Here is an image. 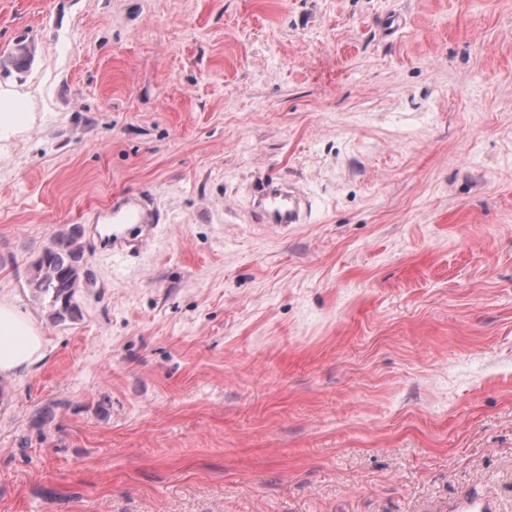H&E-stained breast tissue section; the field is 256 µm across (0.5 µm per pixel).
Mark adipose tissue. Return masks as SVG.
<instances>
[{"mask_svg":"<svg viewBox=\"0 0 512 512\" xmlns=\"http://www.w3.org/2000/svg\"><path fill=\"white\" fill-rule=\"evenodd\" d=\"M43 357V336L37 322L13 304L0 301V374H18Z\"/></svg>","mask_w":512,"mask_h":512,"instance_id":"ef3b65f1","label":"adipose tissue"}]
</instances>
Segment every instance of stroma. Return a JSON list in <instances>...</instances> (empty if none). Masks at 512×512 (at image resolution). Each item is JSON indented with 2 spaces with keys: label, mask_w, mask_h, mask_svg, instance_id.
<instances>
[{
  "label": "stroma",
  "mask_w": 512,
  "mask_h": 512,
  "mask_svg": "<svg viewBox=\"0 0 512 512\" xmlns=\"http://www.w3.org/2000/svg\"><path fill=\"white\" fill-rule=\"evenodd\" d=\"M10 110L45 355L0 375V512H512V0H0ZM272 177L307 223L252 219ZM123 196L161 220L101 246ZM83 231L72 225L58 233L51 246L44 249L35 263V272L29 280L34 296L49 299L50 316L55 322L75 319L79 309L72 303L75 289L80 286L84 270Z\"/></svg>",
  "instance_id": "1"
}]
</instances>
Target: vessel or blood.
Returning a JSON list of instances; mask_svg holds the SVG:
<instances>
[{
    "instance_id": "1",
    "label": "vessel or blood",
    "mask_w": 512,
    "mask_h": 512,
    "mask_svg": "<svg viewBox=\"0 0 512 512\" xmlns=\"http://www.w3.org/2000/svg\"><path fill=\"white\" fill-rule=\"evenodd\" d=\"M252 212L259 223L270 224L280 229L306 223L308 206L305 197L292 185L267 180L256 191ZM112 214L128 224H148L152 217L141 201L126 199Z\"/></svg>"
}]
</instances>
